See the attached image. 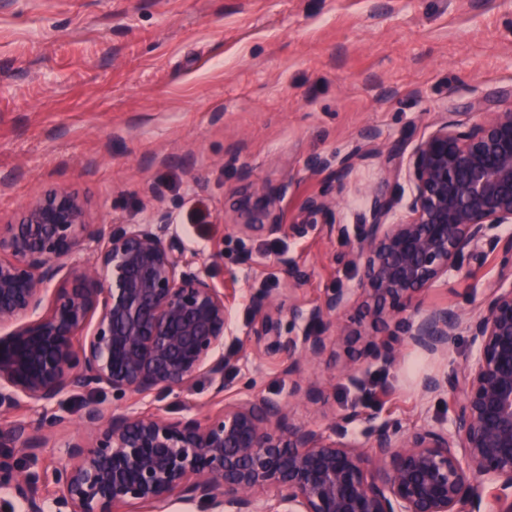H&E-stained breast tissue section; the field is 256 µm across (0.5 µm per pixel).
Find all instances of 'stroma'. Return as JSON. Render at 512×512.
<instances>
[{
    "label": "stroma",
    "mask_w": 512,
    "mask_h": 512,
    "mask_svg": "<svg viewBox=\"0 0 512 512\" xmlns=\"http://www.w3.org/2000/svg\"><path fill=\"white\" fill-rule=\"evenodd\" d=\"M511 87L512 0H0V224L53 186L87 200L93 227L171 210L213 280L237 279L225 386L273 398L295 379L320 387L292 415L322 426L351 405L376 407L337 379L345 353L292 370L247 333L260 304L286 291L280 257L304 271L298 294L311 305L353 286L348 247L315 226L239 239L232 196L290 181L293 217L322 188L309 154L343 157L365 147L369 130L382 145L417 138L438 113ZM384 177L372 159L337 183V222L355 225ZM216 243L224 255L213 261ZM465 267L425 302L480 306L490 268ZM446 366L406 348L397 366L369 364L366 379L387 390L395 418L438 424L446 400L421 398L416 381ZM92 401L116 404L108 393L76 395L69 427L19 463L40 472Z\"/></svg>",
    "instance_id": "stroma-1"
}]
</instances>
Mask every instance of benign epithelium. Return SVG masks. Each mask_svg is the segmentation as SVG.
Here are the masks:
<instances>
[{
	"mask_svg": "<svg viewBox=\"0 0 512 512\" xmlns=\"http://www.w3.org/2000/svg\"><path fill=\"white\" fill-rule=\"evenodd\" d=\"M470 124L441 117L406 150L369 147L306 168L324 187L283 221L289 184L258 188L233 204L241 237L302 234L308 224L348 242L356 286L311 307L293 285L303 273L284 257L288 298L269 297L248 336L257 349L314 361L348 354L338 377L363 385L367 361L399 362V345L443 356L464 336L469 353L425 397L448 398V425H404L389 411L353 406L324 427L295 424L290 400L322 391L292 383L277 399L254 388L224 392V339L234 280L213 282L165 211L146 224H102L87 238L86 201L58 186L36 194L0 225V447L32 456L69 419L65 400L109 392L119 413L87 405L60 459L36 476L0 455V487L25 512H170L176 501L205 512H512V89L470 102ZM386 178L367 191L352 235L336 223L330 184L368 159ZM409 193L397 219L391 182ZM477 257L493 264L477 310L427 305ZM379 322L364 335L351 309ZM319 326L283 339L284 321ZM205 377L212 403L201 418H171L161 402Z\"/></svg>",
	"mask_w": 512,
	"mask_h": 512,
	"instance_id": "obj_1",
	"label": "benign epithelium"
}]
</instances>
